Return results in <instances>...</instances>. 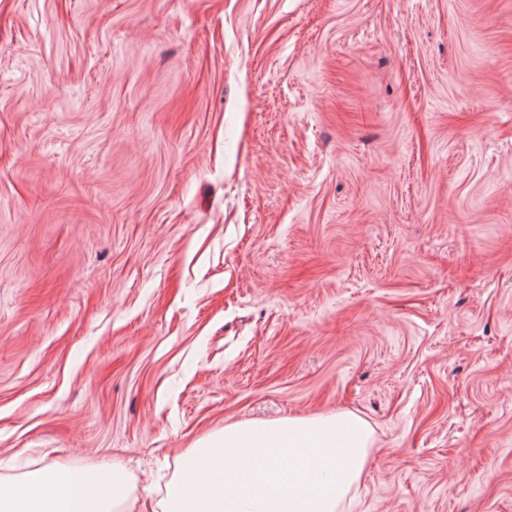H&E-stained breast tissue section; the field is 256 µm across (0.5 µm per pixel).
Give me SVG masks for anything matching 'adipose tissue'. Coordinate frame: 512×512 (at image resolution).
I'll list each match as a JSON object with an SVG mask.
<instances>
[{"mask_svg": "<svg viewBox=\"0 0 512 512\" xmlns=\"http://www.w3.org/2000/svg\"><path fill=\"white\" fill-rule=\"evenodd\" d=\"M126 474L46 466L21 483L0 482V512H133Z\"/></svg>", "mask_w": 512, "mask_h": 512, "instance_id": "adipose-tissue-1", "label": "adipose tissue"}]
</instances>
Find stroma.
Segmentation results:
<instances>
[{"label": "stroma", "mask_w": 512, "mask_h": 512, "mask_svg": "<svg viewBox=\"0 0 512 512\" xmlns=\"http://www.w3.org/2000/svg\"><path fill=\"white\" fill-rule=\"evenodd\" d=\"M342 411L512 512V0H0V481Z\"/></svg>", "instance_id": "obj_1"}]
</instances>
